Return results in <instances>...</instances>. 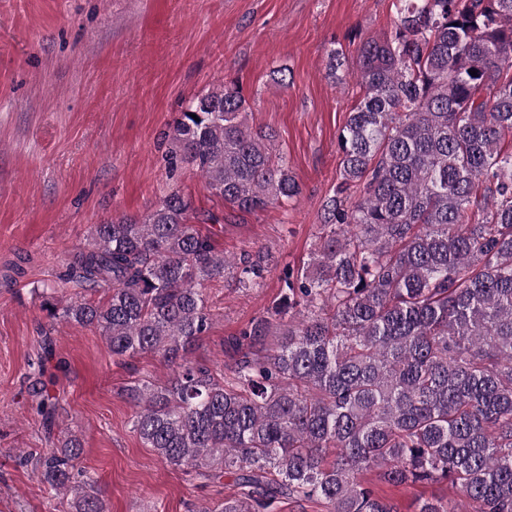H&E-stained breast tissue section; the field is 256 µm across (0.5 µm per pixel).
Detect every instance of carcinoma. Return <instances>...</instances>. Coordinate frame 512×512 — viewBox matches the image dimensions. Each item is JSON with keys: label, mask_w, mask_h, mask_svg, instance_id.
<instances>
[{"label": "carcinoma", "mask_w": 512, "mask_h": 512, "mask_svg": "<svg viewBox=\"0 0 512 512\" xmlns=\"http://www.w3.org/2000/svg\"><path fill=\"white\" fill-rule=\"evenodd\" d=\"M393 28L360 49L361 97L339 136L340 177L320 235L266 316L233 338L220 381L186 355L210 325L203 285L264 286L265 256L230 260L177 192L142 217L97 224L68 279L109 292L70 301L112 356L160 354L165 382L130 391L134 428L165 463L235 475L220 512L285 496L325 512H397L363 473L395 487L446 483L471 512H512V0H397ZM235 86L194 98L175 121L179 156L242 211L300 187L271 134L241 120ZM37 413L56 396L33 387ZM69 434L34 471L73 512H106L78 480Z\"/></svg>", "instance_id": "cac0c4a2"}]
</instances>
